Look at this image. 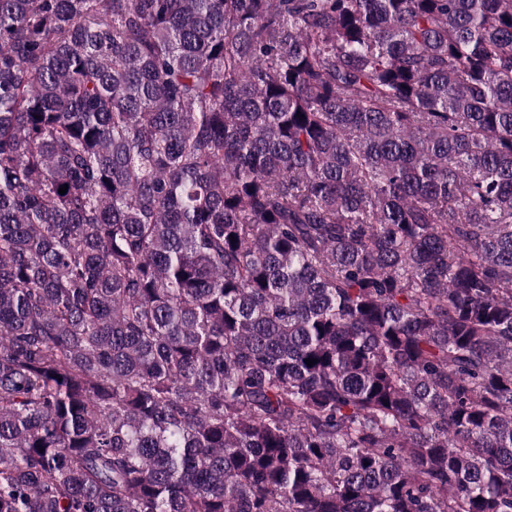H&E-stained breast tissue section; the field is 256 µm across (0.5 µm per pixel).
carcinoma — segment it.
Listing matches in <instances>:
<instances>
[{
  "mask_svg": "<svg viewBox=\"0 0 512 512\" xmlns=\"http://www.w3.org/2000/svg\"><path fill=\"white\" fill-rule=\"evenodd\" d=\"M0 512H512V0H0Z\"/></svg>",
  "mask_w": 512,
  "mask_h": 512,
  "instance_id": "1",
  "label": "carcinoma"
}]
</instances>
